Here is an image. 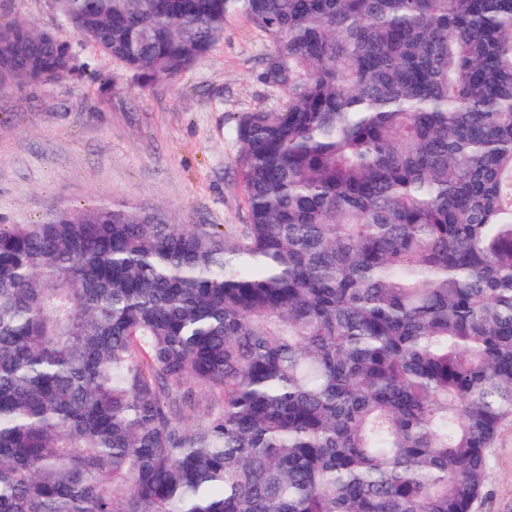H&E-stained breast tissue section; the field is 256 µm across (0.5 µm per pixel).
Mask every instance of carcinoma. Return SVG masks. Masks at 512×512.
Wrapping results in <instances>:
<instances>
[{
	"mask_svg": "<svg viewBox=\"0 0 512 512\" xmlns=\"http://www.w3.org/2000/svg\"><path fill=\"white\" fill-rule=\"evenodd\" d=\"M178 78L231 16L278 112L235 119L247 223L133 202L0 225V512H474L512 421V0H52ZM201 423H187V412Z\"/></svg>",
	"mask_w": 512,
	"mask_h": 512,
	"instance_id": "cac0c4a2",
	"label": "carcinoma"
}]
</instances>
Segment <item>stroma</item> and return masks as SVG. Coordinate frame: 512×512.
<instances>
[{"label":"stroma","instance_id":"obj_1","mask_svg":"<svg viewBox=\"0 0 512 512\" xmlns=\"http://www.w3.org/2000/svg\"><path fill=\"white\" fill-rule=\"evenodd\" d=\"M76 65L98 63L44 86L0 90V224H38L58 208L128 199L161 207L170 221L242 224L233 118L275 111L281 96L260 80L271 39L241 17L175 80L142 83L121 64L74 42ZM475 512H512V422L487 457Z\"/></svg>","mask_w":512,"mask_h":512}]
</instances>
